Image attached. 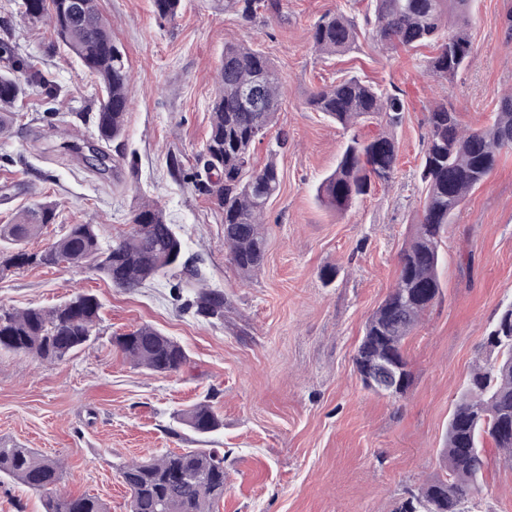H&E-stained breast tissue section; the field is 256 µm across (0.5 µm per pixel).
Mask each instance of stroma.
Wrapping results in <instances>:
<instances>
[{
	"instance_id": "1",
	"label": "stroma",
	"mask_w": 512,
	"mask_h": 512,
	"mask_svg": "<svg viewBox=\"0 0 512 512\" xmlns=\"http://www.w3.org/2000/svg\"><path fill=\"white\" fill-rule=\"evenodd\" d=\"M131 71L126 137L107 145L108 172L89 151L61 148L60 130L95 140L102 93L74 57L46 54L49 34L0 0L5 39L36 56L61 87L58 99H26L0 138V224L36 199L56 201L59 218L30 249L68 224L124 234L142 199L157 201L197 258L210 287L223 290L224 322L214 325L174 300L169 286L133 291L66 267H29L0 277V305H56L77 293L102 303L93 340L48 364L0 353V439L64 460L59 495L102 499L128 512L120 468L166 450L224 451L219 512H392L435 477L448 416L472 369L487 358L485 339L512 302V152L462 204L442 243V295L405 344L411 385L398 399L365 389L354 356L373 310L394 287L397 254L412 236L422 193L417 178L428 107L448 99L464 125H486L512 92V41L504 21L512 0H474L473 64L448 82L427 67L428 49L384 58L370 42L341 57L320 56L311 28L347 0H286L281 17L252 25L213 0H181L161 18L153 0H98ZM261 49L284 85L277 127L288 143L277 158L279 195L265 216V259L241 276L224 247V216L196 185L199 156L225 42ZM345 75L404 90L407 112L390 135L399 162L391 184L341 216L316 198L348 134L308 109L316 88ZM180 170H172L170 158ZM336 268L334 283L320 271ZM149 324L189 355L178 374L133 367L113 336ZM207 401L224 427L208 438L176 429L172 416ZM488 467L472 512H512V466L487 448Z\"/></svg>"
}]
</instances>
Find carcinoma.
I'll return each mask as SVG.
<instances>
[{
	"label": "carcinoma",
	"instance_id": "obj_1",
	"mask_svg": "<svg viewBox=\"0 0 512 512\" xmlns=\"http://www.w3.org/2000/svg\"><path fill=\"white\" fill-rule=\"evenodd\" d=\"M350 12L321 15L311 30L322 55H343L369 38L381 53L430 49L428 68L453 81L474 61L469 35L471 0H349ZM181 0H154L161 18L177 14ZM281 0H224V11L242 22L259 12L282 14ZM25 16L51 28L52 48L74 56L98 80L103 94L95 113L97 140L108 145L126 132L130 105L128 57L112 40V27L98 0H30ZM0 135L12 125L17 104L40 88L58 93L50 74L34 62L14 59L0 42ZM283 82L276 65L261 50L227 42L217 68V88L210 105L204 148V170L211 177L198 190L224 214V246L235 269L246 276L265 257V213L281 187L276 156L287 143L279 132L266 161L254 156L256 142L276 125ZM308 107L348 131L374 120L395 128L406 112L405 92L390 90L351 75L312 91ZM418 178L424 197L408 243L398 254L393 289L367 319L354 362L370 366L386 353L407 362L404 345L424 314L442 293L440 246L466 197L495 170L502 153L512 150V95L500 99L492 121L466 130L448 102L431 105ZM398 164L395 141L381 132L365 138L354 132L331 174L321 180L317 198L338 214L347 213L378 185L392 182ZM56 204L36 200L14 223L0 225V276L26 267H55L95 272L122 290L170 277L177 297L191 293L188 308L210 323H224V291L207 287L199 266L185 257L183 240L167 213L145 201L132 225L108 241L97 224H70L63 234L38 250L26 244L56 223ZM102 304L79 293L52 307L24 309L0 306V352L59 363L84 348L96 333ZM112 347L133 366L157 374H177L189 362L185 348L159 329L143 324L112 338ZM494 354L476 367L461 390L448 419L441 449L444 475L401 500L393 512H469L485 468L483 442L491 440L499 455L512 463V302L504 306L486 337ZM175 421L198 435L223 427L220 413L199 402L177 411ZM64 463L32 448L0 442V478L17 480L37 491H49L63 478ZM129 490V512H218L224 501V454L217 448H182L123 466ZM44 512H107L90 495L53 496Z\"/></svg>",
	"mask_w": 512,
	"mask_h": 512
}]
</instances>
